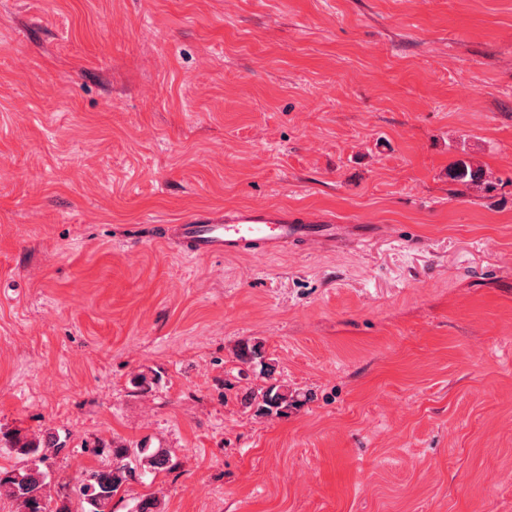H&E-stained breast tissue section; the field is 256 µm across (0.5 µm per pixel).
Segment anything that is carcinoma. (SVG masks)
I'll return each mask as SVG.
<instances>
[{
  "mask_svg": "<svg viewBox=\"0 0 512 512\" xmlns=\"http://www.w3.org/2000/svg\"><path fill=\"white\" fill-rule=\"evenodd\" d=\"M451 177L468 186H477L482 182L483 171L460 160L454 164ZM236 356L244 364L260 365L261 373L268 377L274 373L273 365L266 362L264 346L259 341L242 343ZM305 401L306 398L299 393L272 384L248 395L246 404L254 408L258 416L281 417L300 408ZM3 439L5 442L0 443V452L16 456L21 466L0 472V493L23 500L26 512H44L41 480L51 478V462L67 449L66 440L56 434L46 444H22L18 434L8 432L3 433ZM94 452L106 454L112 458V463L103 469L88 472L81 480L78 488L81 512H103L102 505L111 502L115 492L137 479L136 459L145 461L156 472L171 470L168 452L149 448L145 444L130 448L114 442L110 448L98 445Z\"/></svg>",
  "mask_w": 512,
  "mask_h": 512,
  "instance_id": "carcinoma-1",
  "label": "carcinoma"
}]
</instances>
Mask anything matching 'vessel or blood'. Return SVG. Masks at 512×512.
<instances>
[{
    "mask_svg": "<svg viewBox=\"0 0 512 512\" xmlns=\"http://www.w3.org/2000/svg\"><path fill=\"white\" fill-rule=\"evenodd\" d=\"M159 240L194 259L267 254L291 244L331 242L335 225L315 215L291 217L271 209L212 211L156 227Z\"/></svg>",
    "mask_w": 512,
    "mask_h": 512,
    "instance_id": "b4317fda",
    "label": "vessel or blood"
}]
</instances>
